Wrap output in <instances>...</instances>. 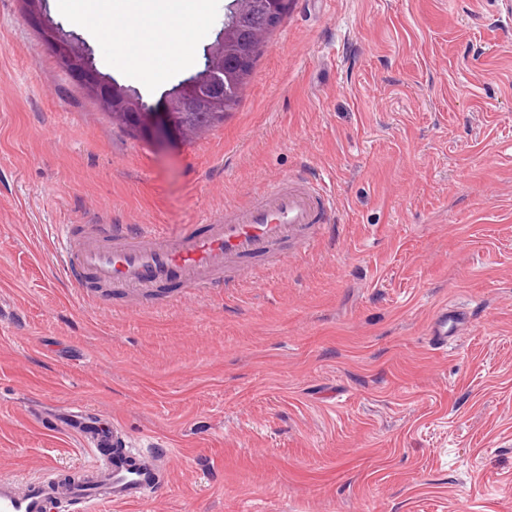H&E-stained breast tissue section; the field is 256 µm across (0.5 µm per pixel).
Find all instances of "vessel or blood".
<instances>
[{
    "label": "vessel or blood",
    "instance_id": "1",
    "mask_svg": "<svg viewBox=\"0 0 512 512\" xmlns=\"http://www.w3.org/2000/svg\"><path fill=\"white\" fill-rule=\"evenodd\" d=\"M335 201L321 184L294 174L268 186L257 197L225 208L206 224L188 225L167 238L154 224H59L56 238L69 280L124 291L155 288H217L230 271L250 272L256 263L285 262L290 250L320 244ZM467 324L455 310L440 308L429 327L435 349ZM45 430L78 437L90 455L82 479L68 481L46 473L20 479L0 476V512H102L114 504L142 500L167 486L154 450L131 447L111 420L73 407L41 416Z\"/></svg>",
    "mask_w": 512,
    "mask_h": 512
}]
</instances>
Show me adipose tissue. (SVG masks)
Wrapping results in <instances>:
<instances>
[{
	"label": "adipose tissue",
	"instance_id": "adipose-tissue-1",
	"mask_svg": "<svg viewBox=\"0 0 512 512\" xmlns=\"http://www.w3.org/2000/svg\"><path fill=\"white\" fill-rule=\"evenodd\" d=\"M125 5L136 19L135 25L127 29L135 44L131 59L134 70L146 72L152 82L165 81L171 62L178 54L180 39L159 37L160 16L157 12L142 10L141 0H125Z\"/></svg>",
	"mask_w": 512,
	"mask_h": 512
}]
</instances>
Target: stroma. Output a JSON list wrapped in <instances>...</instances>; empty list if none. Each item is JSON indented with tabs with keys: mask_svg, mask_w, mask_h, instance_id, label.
<instances>
[{
	"mask_svg": "<svg viewBox=\"0 0 512 512\" xmlns=\"http://www.w3.org/2000/svg\"><path fill=\"white\" fill-rule=\"evenodd\" d=\"M96 68L157 105L195 75L130 69L119 0ZM336 197L327 244L209 291L67 280L48 224H203L285 175ZM467 319L447 351L427 328ZM167 449L165 495L107 512H512V0H288L222 123L130 131L0 0V475L88 459L33 404ZM467 324L463 315L457 311L448 309V306L440 308L431 321L429 327V341L435 350L448 348V341L462 330Z\"/></svg>",
	"mask_w": 512,
	"mask_h": 512,
	"instance_id": "obj_1",
	"label": "stroma"
}]
</instances>
